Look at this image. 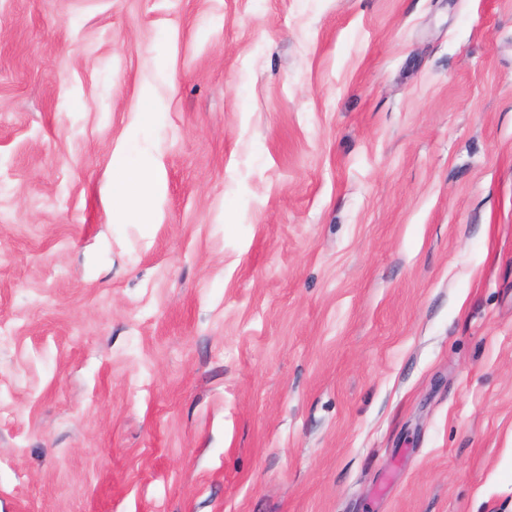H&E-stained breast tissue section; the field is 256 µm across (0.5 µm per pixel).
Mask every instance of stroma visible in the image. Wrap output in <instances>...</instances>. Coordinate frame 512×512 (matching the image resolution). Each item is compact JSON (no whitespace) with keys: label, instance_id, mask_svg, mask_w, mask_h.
<instances>
[{"label":"stroma","instance_id":"obj_1","mask_svg":"<svg viewBox=\"0 0 512 512\" xmlns=\"http://www.w3.org/2000/svg\"><path fill=\"white\" fill-rule=\"evenodd\" d=\"M0 512H512V0H0ZM138 148L137 139H130L113 153L112 221L116 224H155L158 175L152 163L132 162Z\"/></svg>","mask_w":512,"mask_h":512}]
</instances>
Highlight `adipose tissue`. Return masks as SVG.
<instances>
[{"label":"adipose tissue","instance_id":"obj_1","mask_svg":"<svg viewBox=\"0 0 512 512\" xmlns=\"http://www.w3.org/2000/svg\"><path fill=\"white\" fill-rule=\"evenodd\" d=\"M138 148L137 140H128L112 159V221L116 224L151 225L155 222L158 175L153 164L133 163Z\"/></svg>","mask_w":512,"mask_h":512}]
</instances>
